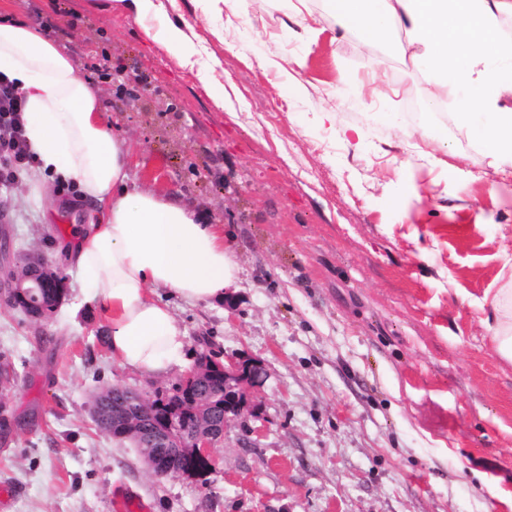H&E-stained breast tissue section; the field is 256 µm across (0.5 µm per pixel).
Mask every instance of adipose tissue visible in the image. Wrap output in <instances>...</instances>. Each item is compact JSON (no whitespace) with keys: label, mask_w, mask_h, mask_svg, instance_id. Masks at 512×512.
Segmentation results:
<instances>
[{"label":"adipose tissue","mask_w":512,"mask_h":512,"mask_svg":"<svg viewBox=\"0 0 512 512\" xmlns=\"http://www.w3.org/2000/svg\"><path fill=\"white\" fill-rule=\"evenodd\" d=\"M336 23L369 45L395 41L422 74V107H451L456 125L494 171L512 168V0H331ZM0 73L23 101V134L40 172L75 182L90 203L70 257L107 326L120 366L165 372L186 332L158 292L221 299L237 279L224 227L148 186L130 185L126 137L104 120L102 98L73 58L37 25L0 9ZM498 313L490 339L512 362V289L486 292Z\"/></svg>","instance_id":"obj_1"}]
</instances>
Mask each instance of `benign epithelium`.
<instances>
[{
    "label": "benign epithelium",
    "mask_w": 512,
    "mask_h": 512,
    "mask_svg": "<svg viewBox=\"0 0 512 512\" xmlns=\"http://www.w3.org/2000/svg\"><path fill=\"white\" fill-rule=\"evenodd\" d=\"M14 267L8 270L0 281V292L7 296L13 306L23 312L36 315L46 311V306L29 300L38 288H58L63 277L52 267L46 258L35 252L25 253L14 258ZM224 376V404L221 414L214 415L211 408L212 394L208 388V377L214 371ZM265 375L264 363L246 355L218 357L205 355L195 370L185 376L178 387L192 388L190 406L200 421V426L192 433L186 431L180 419L173 413L165 415L162 425L148 429L140 427L129 430L134 414L139 405L147 402L139 393L119 386L110 389L109 396L94 405L93 416L103 410L112 415V438L128 440L136 448L147 449L145 460L153 474L163 477L171 470L168 461L178 448H189L194 455L215 466L212 448L224 438V430L229 420L245 414H255L256 408L251 404L246 388L256 387Z\"/></svg>",
    "instance_id": "7a95c632"
}]
</instances>
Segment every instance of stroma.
<instances>
[{"label": "stroma", "instance_id": "1", "mask_svg": "<svg viewBox=\"0 0 512 512\" xmlns=\"http://www.w3.org/2000/svg\"><path fill=\"white\" fill-rule=\"evenodd\" d=\"M92 2L7 7L78 65L109 57L96 84L132 178L223 225L235 305L162 293L186 331L179 364L119 366L62 252L88 221L76 184L32 167L1 190L0 237L42 253L67 286L45 320L0 298V360L15 371L0 382L7 512H512V363L479 307L512 286V172L494 171L451 114L411 117L419 72L338 27L330 0L306 2L322 18L313 45L297 0L238 14L160 0L140 18ZM170 21L198 45L193 67L145 35ZM372 80L381 95L363 94ZM212 350L256 357L266 375L250 393L257 416L215 445L208 486L154 476L97 429L103 388L152 397Z\"/></svg>", "mask_w": 512, "mask_h": 512}]
</instances>
